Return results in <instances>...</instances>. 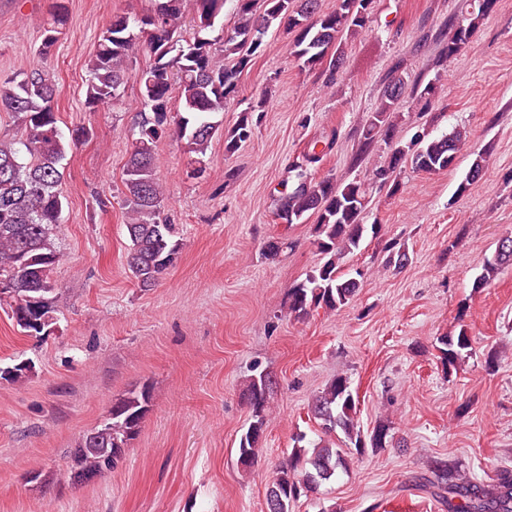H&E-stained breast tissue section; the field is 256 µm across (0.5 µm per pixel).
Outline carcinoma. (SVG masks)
Segmentation results:
<instances>
[{
    "label": "carcinoma",
    "instance_id": "obj_1",
    "mask_svg": "<svg viewBox=\"0 0 512 512\" xmlns=\"http://www.w3.org/2000/svg\"><path fill=\"white\" fill-rule=\"evenodd\" d=\"M321 0H235L236 23L228 30L217 26L224 13V0H154L150 12L136 17L112 16V21L96 43L89 63L86 109L97 112L122 98L127 84L128 65L141 49L152 62L136 76L140 109L134 122L132 148L123 169L122 208L129 247L128 269L139 287H154L177 260L181 240L173 225L161 218L164 190L156 177L154 156L157 142L171 136L184 144L195 164L206 163L210 142L223 120L225 107L236 96L238 78L261 51L263 38L272 24L284 22L293 33L289 53L310 70L328 64L337 73L346 64L339 43L353 37L369 23L374 0H336L335 8L324 12ZM496 0H478L477 14L449 27L440 58L448 60L470 42L479 20L491 12ZM191 16L193 32L184 38L178 27L184 14ZM65 7L57 5L45 28L43 54L57 41L58 30L66 24ZM405 83L397 79L386 85L379 104L366 126L364 139L373 142L380 135L391 143L396 136L392 114L396 94H404ZM56 89L39 69L21 79L0 84V109L11 113L22 129L19 139H0V284L9 290L0 302L9 307L17 326L30 336L44 330L30 322V307L38 309V319L53 320L52 303L57 292L52 271L60 261L55 230L67 204L60 186L68 142L54 111ZM179 109L171 111L173 98ZM252 117L241 112L237 125L225 135L224 151L231 154L252 135ZM337 131L315 140L288 168L280 183L274 215L294 224L310 213L316 246L323 263L310 270L288 291V313L297 319L314 308L335 310L345 306L359 288L355 278L339 275L343 259L359 247L366 225L360 215L366 205V190L358 182H346L332 175L318 180L315 172L336 144ZM463 137L457 132L425 141L416 137L410 152L398 144L392 149L387 167L373 173L374 182L395 193L400 184L390 171L410 161L418 170L435 173L454 166ZM387 264L404 267V245L391 240ZM512 264V235L497 246L493 259L475 279L473 288L489 285L499 266ZM443 364L453 367L470 348L465 329L455 336L440 338ZM268 374L257 372L246 380L245 399L251 420L237 448L238 464L245 471L257 464L259 444L267 423L270 391ZM147 387L130 390L116 399L108 414L84 432L72 449L66 465L68 478L81 474L112 472L126 455L130 441L139 434L151 406ZM314 419L325 435L342 432L345 440L313 444L306 434L294 437L288 459L277 468L267 496L280 498V512H290L301 494L315 490L346 470L348 458L367 447L385 448L389 443L388 424L381 422L364 437L356 420L357 405L345 375L333 378L314 396L310 405ZM425 477L440 498L448 501V512H512V472L501 471L497 483L486 485L448 470V462L438 459Z\"/></svg>",
    "mask_w": 512,
    "mask_h": 512
}]
</instances>
